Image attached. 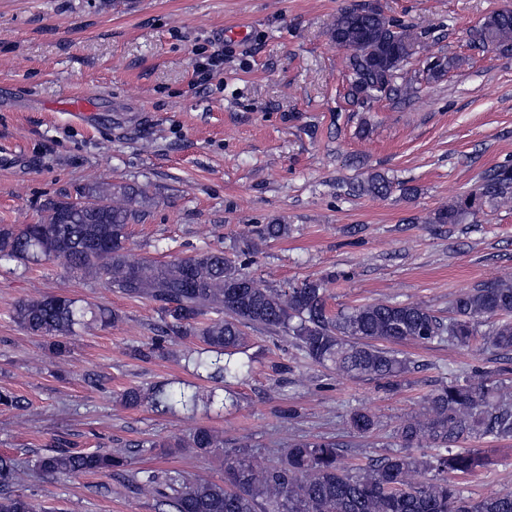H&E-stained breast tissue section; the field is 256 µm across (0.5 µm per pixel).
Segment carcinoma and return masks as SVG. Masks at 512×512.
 <instances>
[{
	"label": "carcinoma",
	"instance_id": "carcinoma-1",
	"mask_svg": "<svg viewBox=\"0 0 512 512\" xmlns=\"http://www.w3.org/2000/svg\"><path fill=\"white\" fill-rule=\"evenodd\" d=\"M426 30L388 17L373 0H353L337 13L331 41L346 51L347 97L360 108L382 100L413 98L421 81L444 77L455 58L431 55L423 68H410L423 47ZM474 48L512 52V8L485 17L468 34ZM392 182L379 173L347 187L350 196L383 198ZM89 201L48 200L37 224L19 230L0 226V261L37 262L55 258L69 270L99 276L109 288L159 303L163 335L151 339L156 349L192 332L201 346L184 354L185 366L199 376L224 382L240 378L246 367L247 330L282 333L307 359L353 378L393 382L412 361L400 356V344L428 345L448 340L475 342L512 362V282H498L460 293L450 303L448 319L413 303L384 301L331 312L326 286L307 280L288 289L268 288L245 271L244 263L205 251L158 263L135 257L127 242L128 225L139 212L122 187L99 183ZM512 202V165L490 170L468 196L436 210L432 224H460L474 214L476 201ZM277 240L288 235L286 224H255L245 238ZM209 313L219 318L199 323ZM118 319L106 309L83 306L73 299L40 296L20 302L15 321L26 331L51 339V351H69L75 328ZM131 407L147 405L158 414L195 413L201 407L234 402L233 395L210 393L202 400L188 387L162 382L144 393L122 394ZM353 430L366 433L374 417L355 410ZM396 436L402 448L378 459L347 464L344 444L334 438L297 439L281 457L260 463L243 449L230 447L206 427L188 434L187 444L224 456V484L190 481L179 471L142 470L138 485L156 496L158 512H512V490L474 500L455 481L488 465L474 438H512V394L486 377L441 384L424 397L423 412L400 422ZM428 442L435 453L416 455L412 448ZM124 453L55 450L39 455L32 467L43 474H112L124 470ZM22 472L11 456L0 454V512H36L19 492Z\"/></svg>",
	"mask_w": 512,
	"mask_h": 512
}]
</instances>
